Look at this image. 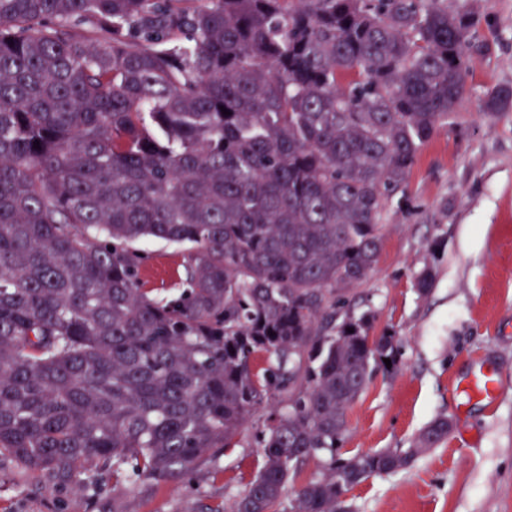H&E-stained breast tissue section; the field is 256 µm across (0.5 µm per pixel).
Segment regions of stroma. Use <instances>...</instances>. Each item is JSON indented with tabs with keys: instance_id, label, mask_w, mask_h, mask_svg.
<instances>
[{
	"instance_id": "1",
	"label": "stroma",
	"mask_w": 512,
	"mask_h": 512,
	"mask_svg": "<svg viewBox=\"0 0 512 512\" xmlns=\"http://www.w3.org/2000/svg\"><path fill=\"white\" fill-rule=\"evenodd\" d=\"M468 96L426 143L406 181L410 211L389 209L374 271L360 292L375 315L371 336L399 340L401 368L373 373L347 413L349 453L408 448L440 417L447 439L408 468L382 474L347 496L352 512H512V107L485 109L512 90V0H480ZM440 251H432L434 240ZM143 276L158 288L175 277L182 248L149 242ZM435 282L420 294L417 277ZM494 369L503 389L494 408L464 405L454 384ZM248 429L240 448L209 461L187 483L115 491L91 468L94 490L46 486L0 467V512H210L231 506L262 462Z\"/></svg>"
}]
</instances>
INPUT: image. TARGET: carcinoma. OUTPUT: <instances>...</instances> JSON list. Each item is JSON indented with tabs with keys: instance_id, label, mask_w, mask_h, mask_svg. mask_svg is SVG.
<instances>
[{
	"instance_id": "carcinoma-1",
	"label": "carcinoma",
	"mask_w": 512,
	"mask_h": 512,
	"mask_svg": "<svg viewBox=\"0 0 512 512\" xmlns=\"http://www.w3.org/2000/svg\"><path fill=\"white\" fill-rule=\"evenodd\" d=\"M479 21L470 0H0V465L190 480L275 399L261 466L215 512H350L440 444L446 418L341 452L401 356L352 301L489 49ZM151 239L183 247L160 288Z\"/></svg>"
}]
</instances>
